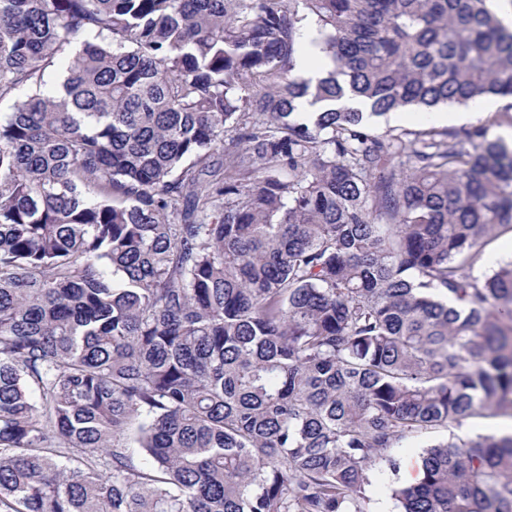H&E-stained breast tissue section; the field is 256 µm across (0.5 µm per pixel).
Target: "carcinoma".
Returning a JSON list of instances; mask_svg holds the SVG:
<instances>
[{
  "instance_id": "cac0c4a2",
  "label": "carcinoma",
  "mask_w": 512,
  "mask_h": 512,
  "mask_svg": "<svg viewBox=\"0 0 512 512\" xmlns=\"http://www.w3.org/2000/svg\"><path fill=\"white\" fill-rule=\"evenodd\" d=\"M20 91L0 512H368L391 449L512 417V263L473 273L512 230V143L367 120L512 97L486 0H0ZM389 495L512 512V434L432 444ZM320 53L313 46H307L304 54L297 60V71L304 79H311L314 83L323 76V63L319 62Z\"/></svg>"
}]
</instances>
